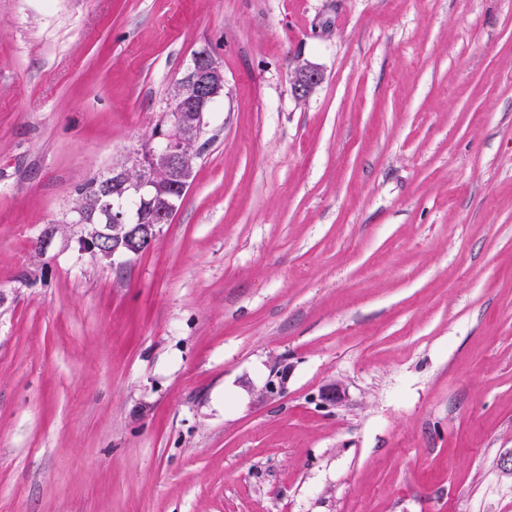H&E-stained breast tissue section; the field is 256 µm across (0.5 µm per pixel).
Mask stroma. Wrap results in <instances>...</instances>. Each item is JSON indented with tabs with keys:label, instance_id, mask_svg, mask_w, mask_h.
<instances>
[{
	"label": "stroma",
	"instance_id": "1",
	"mask_svg": "<svg viewBox=\"0 0 512 512\" xmlns=\"http://www.w3.org/2000/svg\"><path fill=\"white\" fill-rule=\"evenodd\" d=\"M202 50L183 202L84 251ZM0 512H512V0H0ZM322 80V73L311 63L300 64L292 80L291 91L295 97L307 96Z\"/></svg>",
	"mask_w": 512,
	"mask_h": 512
}]
</instances>
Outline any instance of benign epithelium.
<instances>
[{
  "mask_svg": "<svg viewBox=\"0 0 512 512\" xmlns=\"http://www.w3.org/2000/svg\"><path fill=\"white\" fill-rule=\"evenodd\" d=\"M322 80L320 69L310 63L297 67L292 80L294 96H307ZM224 92V68L217 59L205 54L193 59L186 74L171 92L173 109L166 114L161 146L150 147L131 165L114 167L99 180L101 194L94 197L92 211L74 209L76 222L83 224L90 214H99L105 231L93 235L94 242L107 241L108 248L91 252L103 257L137 255L155 241L161 225L177 206L178 196L171 186L187 191L194 178L199 153L184 152L188 140L198 142L206 125L209 103ZM141 170L133 181L129 167ZM164 176H158V172Z\"/></svg>",
  "mask_w": 512,
  "mask_h": 512,
  "instance_id": "1",
  "label": "benign epithelium"
}]
</instances>
